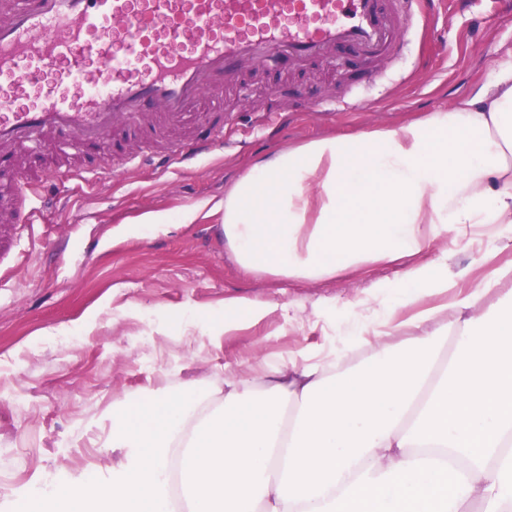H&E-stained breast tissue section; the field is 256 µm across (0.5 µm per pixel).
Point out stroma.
<instances>
[{
	"mask_svg": "<svg viewBox=\"0 0 512 512\" xmlns=\"http://www.w3.org/2000/svg\"><path fill=\"white\" fill-rule=\"evenodd\" d=\"M496 12V0L447 9L435 35L412 30L403 58L368 64L336 49L318 61L245 68L196 112L199 123L227 112L225 147L189 170L163 173L147 159L108 166V140L72 161L70 170L97 172L88 185L59 170L50 152L27 155L36 174L57 172L69 195L48 189L34 224L0 223V512H15L27 487L48 477L62 492L109 476L113 405L132 406L203 377L222 385L225 366L253 352L276 362L342 345L350 305L375 281L384 284L381 298L415 311L411 296L399 292L396 267L317 285L251 275L235 262L218 219L183 224L178 214L223 197L283 150L395 126L469 96L512 49V19ZM312 98L334 101L335 111H308ZM356 101L362 111H343ZM149 211L167 214L168 224L140 223ZM510 261L512 250L493 239L459 252L460 278L429 305L466 296L472 283ZM232 297L276 310L268 320L204 338V360L192 358L184 322L205 326Z\"/></svg>",
	"mask_w": 512,
	"mask_h": 512,
	"instance_id": "35a3bbf8",
	"label": "stroma"
}]
</instances>
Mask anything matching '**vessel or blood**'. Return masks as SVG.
<instances>
[{
	"mask_svg": "<svg viewBox=\"0 0 512 512\" xmlns=\"http://www.w3.org/2000/svg\"><path fill=\"white\" fill-rule=\"evenodd\" d=\"M443 0H0V76L15 87L65 69L86 92H46L28 108L0 93V174L13 177L0 217L29 223L36 183L20 149L110 138L120 123L164 134L185 126L208 95L243 68L309 61L341 48L400 55L408 21L435 20ZM224 146V125L201 129L157 157L186 167Z\"/></svg>",
	"mask_w": 512,
	"mask_h": 512,
	"instance_id": "b4317fda",
	"label": "vessel or blood"
}]
</instances>
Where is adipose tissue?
Returning <instances> with one entry per match:
<instances>
[{"instance_id":"obj_1","label":"adipose tissue","mask_w":512,"mask_h":512,"mask_svg":"<svg viewBox=\"0 0 512 512\" xmlns=\"http://www.w3.org/2000/svg\"><path fill=\"white\" fill-rule=\"evenodd\" d=\"M211 211L246 273L317 284L394 264L401 288L441 294L457 251L512 248V50L451 108L288 149ZM452 309L358 304L355 367L256 354L221 397L194 383L115 410L111 481L21 512H512V263ZM272 311L235 297L210 331Z\"/></svg>"}]
</instances>
